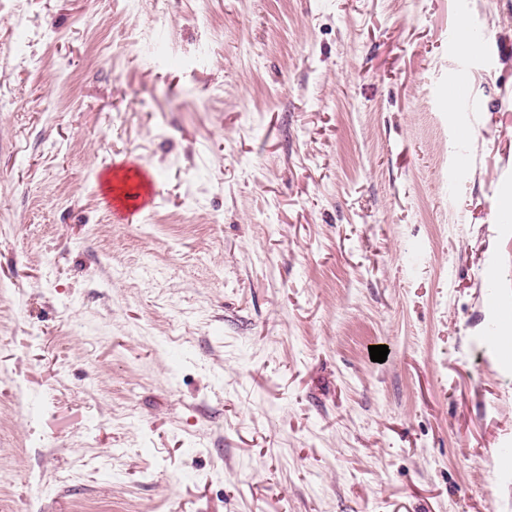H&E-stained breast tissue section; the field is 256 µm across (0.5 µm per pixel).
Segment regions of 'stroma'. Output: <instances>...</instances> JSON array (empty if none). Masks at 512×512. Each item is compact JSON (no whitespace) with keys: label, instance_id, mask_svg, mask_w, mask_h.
Listing matches in <instances>:
<instances>
[{"label":"stroma","instance_id":"stroma-1","mask_svg":"<svg viewBox=\"0 0 512 512\" xmlns=\"http://www.w3.org/2000/svg\"><path fill=\"white\" fill-rule=\"evenodd\" d=\"M510 170L512 0H0V512H512Z\"/></svg>","mask_w":512,"mask_h":512}]
</instances>
